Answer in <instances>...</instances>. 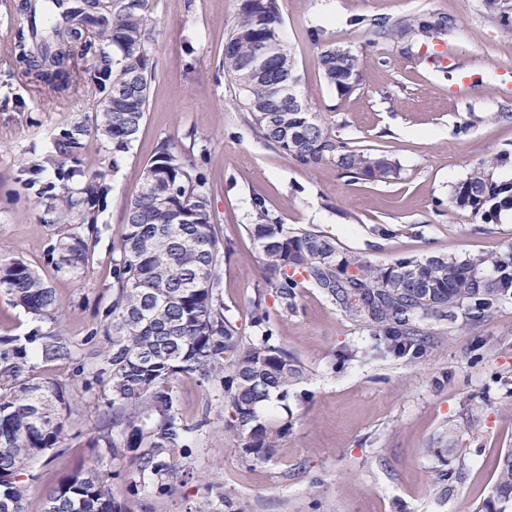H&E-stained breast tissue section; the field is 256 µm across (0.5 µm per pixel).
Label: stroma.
<instances>
[{
	"label": "stroma",
	"instance_id": "1",
	"mask_svg": "<svg viewBox=\"0 0 512 512\" xmlns=\"http://www.w3.org/2000/svg\"><path fill=\"white\" fill-rule=\"evenodd\" d=\"M21 2L0 0V256L22 253L49 282L62 334L96 367L102 341L93 332L112 300V246L145 169L162 144H172L207 192L226 247L227 315L241 336L257 339L262 330L251 311L261 300L278 343L305 371L290 400L288 433L258 460L225 433L220 385L180 375L182 418L201 429L172 454L179 475L171 491L115 482L114 501L134 512H194L206 500L222 512L218 494L230 489L248 512H473L492 492L501 453L512 448V301L477 322L459 309L455 322L433 326L418 353L382 355L368 327L309 284L298 288L294 309H284L249 229L259 199L288 229L317 228L376 266L512 249L511 209L487 220L448 204L481 162L494 161V179L512 182V99L498 77L512 73V32L488 0H277L296 93L338 138L388 155L397 173L383 182L352 178L328 162L300 164L250 130L222 67L240 0H154L147 112L113 167L111 144L91 130L95 106L110 92L97 78L98 55L73 54L78 93L45 96L12 56ZM358 17L425 19L435 30L388 40L353 26ZM325 40L358 56L359 81L347 95L336 94L318 64ZM441 43L478 76L464 96L449 93L447 71L430 61ZM77 122L89 132L66 165L100 172L107 186L90 270L78 279L52 265L55 226L40 203L55 178L43 158ZM108 417L97 397L75 392L66 434L35 463L41 480L28 512H43L44 489L94 460L87 440ZM451 430L458 451L443 462L430 450ZM443 470L455 479L440 483Z\"/></svg>",
	"mask_w": 512,
	"mask_h": 512
}]
</instances>
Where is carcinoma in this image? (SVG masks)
<instances>
[{"instance_id": "obj_1", "label": "carcinoma", "mask_w": 512, "mask_h": 512, "mask_svg": "<svg viewBox=\"0 0 512 512\" xmlns=\"http://www.w3.org/2000/svg\"><path fill=\"white\" fill-rule=\"evenodd\" d=\"M150 2L139 8L111 0H68L55 16L37 20L38 0H24L23 25L15 33V63L39 88L66 92L76 87L62 42L92 33L112 45L116 59L104 77L117 84L129 73L149 90L152 70L146 49ZM276 0H241L237 24L228 35L224 73L243 94L254 130L268 143L304 165L331 162L348 174L373 181L395 171L383 154H365L332 135L311 113L288 111V93L281 80L293 62L280 37ZM386 39L408 34L413 24L368 20ZM266 45L265 59L254 64V44ZM319 66L327 83L344 96L358 76L357 56L348 47L330 44L320 51ZM148 95L96 115L94 129L112 145L116 167L135 140L143 122ZM86 134L76 123L65 130L57 147L63 155L82 146ZM65 184L47 197V212L58 223L51 248L52 264L81 277L91 261L89 237L98 234L93 200L106 191L98 175L64 168L53 160ZM81 177L84 196L68 181ZM507 197V186L490 178L486 167L472 170L455 186L449 202L475 213ZM259 223L251 234L262 254L268 282L283 308L294 307L300 274L320 289L349 319L368 325L384 349L400 352L421 335L429 321H454L456 310L473 309L479 319L512 300V254L472 259H401L389 267L370 264L336 247V241L313 228L288 231L256 204ZM224 244L213 230L210 200L193 178L176 147H160L144 171L142 186L127 205L124 232L113 246L112 304L100 319L106 345L98 365L89 369L80 350L59 331L53 288L20 254L0 257V296L38 322L25 336H0V512H27L26 500L38 480L34 462L56 447L65 432L71 387L52 378L33 376L37 362L63 363L82 379L84 391L101 390L112 409V425L121 438L100 428L90 445L101 454L86 467L64 477L48 495L44 512H124L109 492L112 479L131 488L148 480L160 489L176 475L171 452L185 447L195 426L180 415L175 377L195 374L202 381L219 380L224 392V431L241 442L247 456L262 459L289 430L274 404L288 410L292 388L304 375L300 363L278 345L271 329L260 340L243 341L224 315L219 267ZM497 269L488 276L484 268ZM124 451L133 469L120 475L106 460ZM474 512H512V448L498 462L491 496Z\"/></svg>"}]
</instances>
